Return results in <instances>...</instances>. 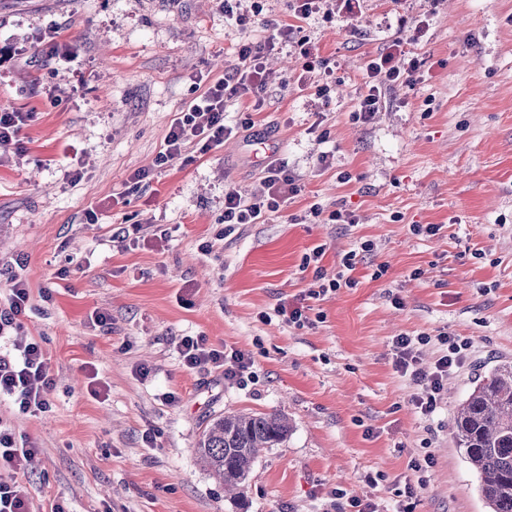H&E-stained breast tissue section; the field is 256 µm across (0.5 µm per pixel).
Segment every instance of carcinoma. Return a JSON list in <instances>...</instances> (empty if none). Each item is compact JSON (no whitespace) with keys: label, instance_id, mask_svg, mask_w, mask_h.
I'll return each mask as SVG.
<instances>
[{"label":"carcinoma","instance_id":"obj_1","mask_svg":"<svg viewBox=\"0 0 512 512\" xmlns=\"http://www.w3.org/2000/svg\"><path fill=\"white\" fill-rule=\"evenodd\" d=\"M451 430L489 512H512V361L473 381ZM290 431L288 417L280 412L224 414L207 424L196 453L224 489L241 498L257 459Z\"/></svg>","mask_w":512,"mask_h":512}]
</instances>
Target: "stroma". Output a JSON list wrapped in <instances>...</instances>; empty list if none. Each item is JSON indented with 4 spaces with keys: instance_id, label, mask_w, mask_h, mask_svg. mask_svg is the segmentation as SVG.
I'll return each mask as SVG.
<instances>
[{
    "instance_id": "stroma-1",
    "label": "stroma",
    "mask_w": 512,
    "mask_h": 512,
    "mask_svg": "<svg viewBox=\"0 0 512 512\" xmlns=\"http://www.w3.org/2000/svg\"><path fill=\"white\" fill-rule=\"evenodd\" d=\"M237 10L247 27L217 0H0V109L31 115L22 152L0 160V309L12 277L25 279L32 309L15 340L41 341L54 380L45 413L0 396V426L39 450L27 473L0 479L24 487L32 512H356L354 498L374 512L409 500L486 512L450 426L475 371L512 361V0H360L352 20L323 0L303 27L335 72L328 97L274 87L258 110L230 101L226 125L250 119L249 133L156 165L236 44L289 18L286 0ZM422 20L410 46L422 80L355 120L366 62ZM48 36L63 60H45ZM261 141L300 190L262 223L224 227L226 184L265 190ZM141 170L149 179L135 181ZM338 209L356 223L331 221ZM366 240L354 286L313 295L317 274L334 278ZM281 305L301 308L304 326ZM400 334L429 336L426 369L439 336L471 343L432 416L394 367ZM185 336L248 353L254 380L186 369ZM239 411L293 422L241 505L195 453L211 419ZM427 453L433 466L412 470Z\"/></svg>"
}]
</instances>
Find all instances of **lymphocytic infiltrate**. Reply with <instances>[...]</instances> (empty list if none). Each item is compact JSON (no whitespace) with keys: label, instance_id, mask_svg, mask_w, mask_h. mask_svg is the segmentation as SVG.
<instances>
[{"label":"lymphocytic infiltrate","instance_id":"lymphocytic-infiltrate-1","mask_svg":"<svg viewBox=\"0 0 512 512\" xmlns=\"http://www.w3.org/2000/svg\"><path fill=\"white\" fill-rule=\"evenodd\" d=\"M319 0H288V9L294 17L286 24L271 18L265 20L266 35L260 40H245L237 44L236 65L223 79L211 83L203 94L186 111L174 119L165 139L164 149L157 160L165 162L168 156L179 152L188 142H196L200 152H208L223 144L233 130L224 123V105L243 98L263 104L264 95L273 78L263 60L275 44L285 40L295 48L303 60L302 72L296 78L298 87L310 84V76L316 72L331 75L327 60L316 52L302 26L316 13ZM421 69V62L411 56L405 42L394 41L372 56L365 68V89L358 97L354 115L362 121L372 120L380 112L387 90L413 85ZM266 193L246 196L235 185L224 189V221L228 224H258L264 217L279 210L284 197L296 195L300 187L293 175L277 161L266 166ZM430 339L425 335L401 334L392 340L395 367L417 385L413 403L425 416L433 415L442 402L443 380L449 371L461 367L471 347L467 339L442 336L444 353L438 358L432 372H424L420 366L421 350ZM13 357L0 356V395L7 396L19 412L36 414L47 412L51 407L54 382L42 345L30 340L17 345ZM179 355L184 367L190 370L208 366L223 370L225 378L241 383L253 378L254 362L251 356L240 350L224 351L209 346L205 337L187 336L181 341Z\"/></svg>","mask_w":512,"mask_h":512}]
</instances>
